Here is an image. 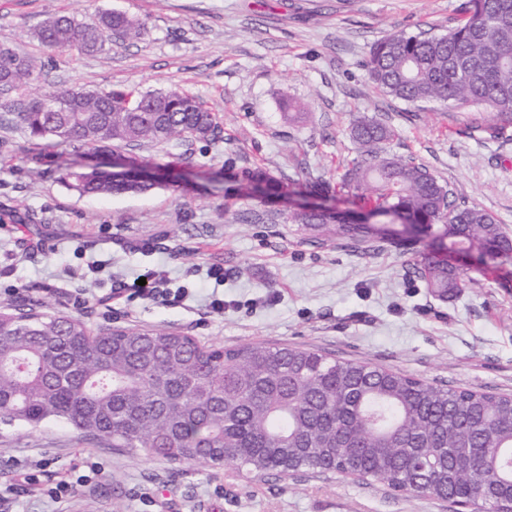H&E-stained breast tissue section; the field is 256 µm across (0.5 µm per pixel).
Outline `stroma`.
<instances>
[{"mask_svg":"<svg viewBox=\"0 0 512 512\" xmlns=\"http://www.w3.org/2000/svg\"><path fill=\"white\" fill-rule=\"evenodd\" d=\"M466 0H0V40L44 64L41 87H179L221 124L213 145L178 139L120 147L176 179L143 195L82 197L49 163L21 162L16 123L0 124V206L46 224L0 223V307L77 316L91 329L182 331L207 345H290L382 365L437 385L512 395V262L459 258L468 278L442 301L412 274L420 245L362 257L333 238L309 242L285 204L241 191L262 169L283 185L335 184L354 156L350 124L396 127L390 153L426 165L453 198L512 234V125L478 108L415 107L385 97L364 61L395 30H445ZM124 12L135 41L84 56L38 47L49 15ZM164 272L181 298L105 308L113 281ZM224 312H213V300ZM38 479L23 480L31 463ZM66 481L56 501L48 492ZM0 512H455L381 482L297 473L250 481L227 468L172 463L77 437L65 423L0 425Z\"/></svg>","mask_w":512,"mask_h":512,"instance_id":"1","label":"stroma"}]
</instances>
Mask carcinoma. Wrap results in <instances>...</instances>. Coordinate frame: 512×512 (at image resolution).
Listing matches in <instances>:
<instances>
[{
  "label": "carcinoma",
  "instance_id": "carcinoma-1",
  "mask_svg": "<svg viewBox=\"0 0 512 512\" xmlns=\"http://www.w3.org/2000/svg\"><path fill=\"white\" fill-rule=\"evenodd\" d=\"M144 29L125 13L54 14L33 38L46 50L92 56ZM364 67L395 100L476 107L511 124L512 0H467L464 18L445 33L394 31L371 46ZM41 72L26 51L0 42V93L34 141L68 146L76 156L110 152L116 143H216L215 113L183 89L70 87L34 95ZM396 135L376 119H356V155L340 177L352 208L301 207L288 219L313 239L333 226L353 252L429 239L415 274L441 298L465 286L453 256L511 261L512 236L491 213L451 200L426 165L387 152ZM131 166L120 177L75 161L56 164L59 179L81 196L146 194L166 183L158 163L135 158ZM246 180V191L273 201L316 190L283 192L260 170ZM369 220L405 229L372 238ZM52 420L85 440L230 467L253 480L351 473L395 492L466 501L472 512H512V396L442 388L288 345L224 349L162 329L95 333L77 317L0 311V423L35 429Z\"/></svg>",
  "mask_w": 512,
  "mask_h": 512
}]
</instances>
